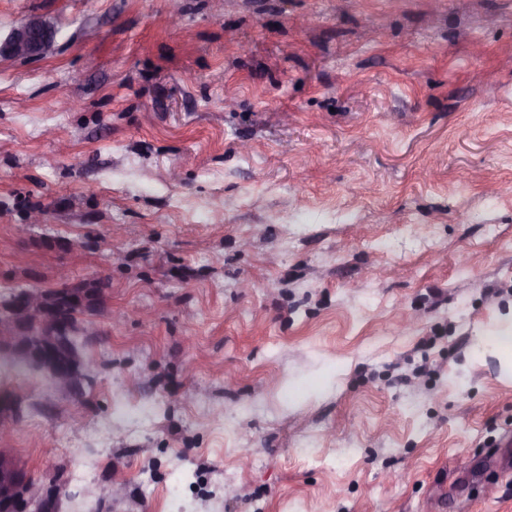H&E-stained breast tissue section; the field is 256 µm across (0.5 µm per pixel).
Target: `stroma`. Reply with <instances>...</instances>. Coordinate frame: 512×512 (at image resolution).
Segmentation results:
<instances>
[{
    "label": "stroma",
    "instance_id": "35a3bbf8",
    "mask_svg": "<svg viewBox=\"0 0 512 512\" xmlns=\"http://www.w3.org/2000/svg\"><path fill=\"white\" fill-rule=\"evenodd\" d=\"M33 16L51 49L0 58V293L98 291L82 397L0 375L35 483L431 512L474 471L447 512H512V377L476 352L512 312V0H0V36Z\"/></svg>",
    "mask_w": 512,
    "mask_h": 512
}]
</instances>
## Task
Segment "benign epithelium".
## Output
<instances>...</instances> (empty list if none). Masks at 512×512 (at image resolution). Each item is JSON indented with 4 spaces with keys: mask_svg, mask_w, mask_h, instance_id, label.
Returning <instances> with one entry per match:
<instances>
[{
    "mask_svg": "<svg viewBox=\"0 0 512 512\" xmlns=\"http://www.w3.org/2000/svg\"><path fill=\"white\" fill-rule=\"evenodd\" d=\"M55 31L38 18H30L0 40V57L33 58L51 47ZM81 294L63 288L41 296L23 294L0 313V360H25L43 369L55 386L72 388L79 375L72 364L55 360L52 344L72 331L76 311L83 309ZM18 413L13 393H0V433L6 432ZM62 485L51 480L32 484L26 465L12 448L0 447V512H60Z\"/></svg>",
    "mask_w": 512,
    "mask_h": 512,
    "instance_id": "1",
    "label": "benign epithelium"
}]
</instances>
